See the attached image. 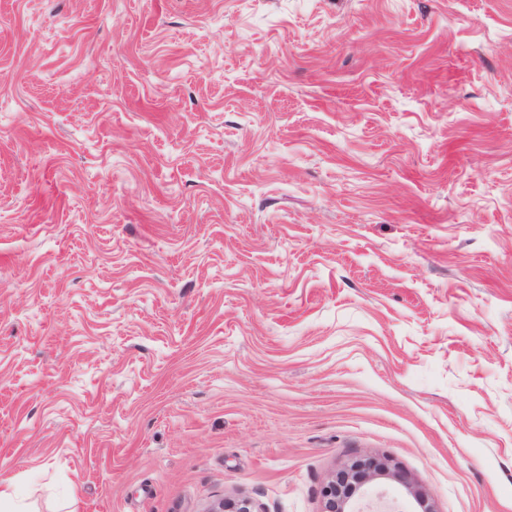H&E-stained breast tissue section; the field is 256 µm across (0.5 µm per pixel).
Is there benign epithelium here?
Here are the masks:
<instances>
[{
	"label": "benign epithelium",
	"instance_id": "7a95c632",
	"mask_svg": "<svg viewBox=\"0 0 512 512\" xmlns=\"http://www.w3.org/2000/svg\"><path fill=\"white\" fill-rule=\"evenodd\" d=\"M385 478L401 479L400 472L381 457L357 459L333 475L323 487L324 512H358L360 489L366 483ZM208 512H256L248 499L224 500Z\"/></svg>",
	"mask_w": 512,
	"mask_h": 512
}]
</instances>
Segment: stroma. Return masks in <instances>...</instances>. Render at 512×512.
<instances>
[{
	"label": "stroma",
	"mask_w": 512,
	"mask_h": 512,
	"mask_svg": "<svg viewBox=\"0 0 512 512\" xmlns=\"http://www.w3.org/2000/svg\"><path fill=\"white\" fill-rule=\"evenodd\" d=\"M512 512V0H0V480L29 512ZM385 478L401 480L400 472L381 457L356 459L333 475L323 487L325 512H357V497L366 483Z\"/></svg>",
	"instance_id": "1"
}]
</instances>
